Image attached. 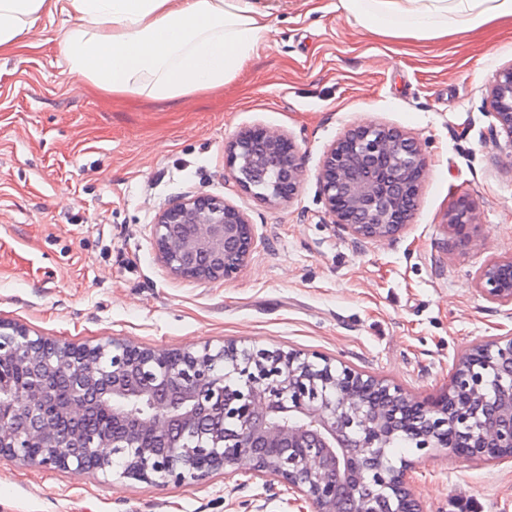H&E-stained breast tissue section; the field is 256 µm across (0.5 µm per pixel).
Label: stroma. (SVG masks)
I'll use <instances>...</instances> for the list:
<instances>
[{
    "instance_id": "35a3bbf8",
    "label": "stroma",
    "mask_w": 512,
    "mask_h": 512,
    "mask_svg": "<svg viewBox=\"0 0 512 512\" xmlns=\"http://www.w3.org/2000/svg\"><path fill=\"white\" fill-rule=\"evenodd\" d=\"M273 2L268 38L237 78L178 105L71 78L60 15L0 57V318L74 345L318 350L435 394L466 346L512 333V312L475 287L486 259L512 255V167L496 159L501 134L484 108L494 74L512 64V22L392 38L351 23L336 0ZM369 123L417 138L426 166L397 241L359 249L331 224L318 172L334 140ZM255 126L298 147L304 179L292 202L267 205L229 173L227 145ZM199 193L255 227L251 260L233 280L177 278L156 256L159 211ZM464 196L479 217L460 244L448 214ZM408 456L427 512H512V462ZM0 512L298 508L284 487L246 473L161 486L116 467L46 470L0 456Z\"/></svg>"
}]
</instances>
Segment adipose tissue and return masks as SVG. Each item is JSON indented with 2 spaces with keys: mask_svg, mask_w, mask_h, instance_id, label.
<instances>
[{
  "mask_svg": "<svg viewBox=\"0 0 512 512\" xmlns=\"http://www.w3.org/2000/svg\"><path fill=\"white\" fill-rule=\"evenodd\" d=\"M361 29L433 40L512 20V0H337ZM77 20L63 41L67 71L115 95L179 103L222 90L271 30L266 0H0V55L44 17Z\"/></svg>",
  "mask_w": 512,
  "mask_h": 512,
  "instance_id": "1",
  "label": "adipose tissue"
}]
</instances>
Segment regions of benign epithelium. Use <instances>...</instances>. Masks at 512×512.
Returning <instances> with one entry per match:
<instances>
[{
  "instance_id": "benign-epithelium-1",
  "label": "benign epithelium",
  "mask_w": 512,
  "mask_h": 512,
  "mask_svg": "<svg viewBox=\"0 0 512 512\" xmlns=\"http://www.w3.org/2000/svg\"><path fill=\"white\" fill-rule=\"evenodd\" d=\"M487 106L505 136L499 158L512 166V65L495 74ZM226 163L244 191L270 205L291 202L303 176L294 141L265 127L240 132ZM424 166L422 144L400 130L347 129L318 172L331 223L359 245L395 240L412 217ZM476 219L463 197L448 225L463 240ZM152 240L172 275L197 281L234 278L255 249L247 216L205 194L163 209ZM505 267L512 270V256L487 260L476 286L485 300L512 307ZM0 335L12 337L0 343V366L30 369L22 390L0 369V455L24 464L105 473L112 449L127 448L124 475L136 481L245 472L288 488L311 512H424L410 480L417 460H394V439L426 455L444 449L484 465L512 462V333L461 352L448 385L428 397L317 350L227 343L159 351L112 339L77 355L14 322L0 319ZM230 372L240 377L233 393ZM102 413L110 426L92 429ZM187 432L197 434L193 448L183 442Z\"/></svg>"
}]
</instances>
